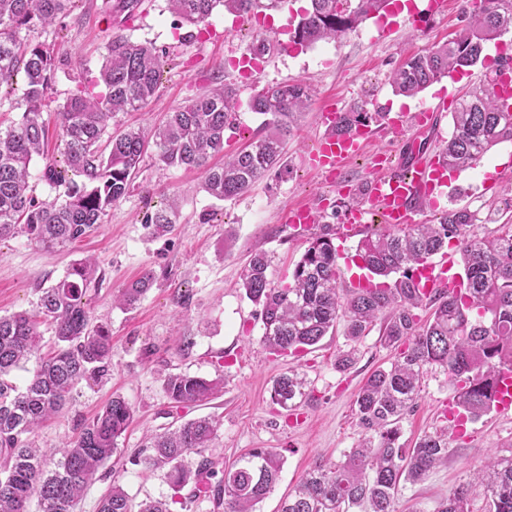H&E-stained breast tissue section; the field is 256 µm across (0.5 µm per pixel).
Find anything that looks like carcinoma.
I'll use <instances>...</instances> for the list:
<instances>
[{"instance_id":"1","label":"carcinoma","mask_w":512,"mask_h":512,"mask_svg":"<svg viewBox=\"0 0 512 512\" xmlns=\"http://www.w3.org/2000/svg\"><path fill=\"white\" fill-rule=\"evenodd\" d=\"M81 0H0V106L20 110L18 119L0 126V242L24 234L47 252H55L88 236L102 223L112 204L134 188V178L148 146L167 166L205 171L204 190L218 200L236 199L277 166L284 165L286 137L297 125L312 88L304 81L262 87L250 109L265 116V132L240 151L224 156V165L210 166L224 151V133L234 128L238 101L229 86L215 88L169 113L152 141L139 130L107 134L119 113L144 108L158 91L165 54L153 45L124 36L108 40L94 86L84 85L57 106L63 164L46 165L44 176L55 195L32 196L30 163L44 154L49 129L42 114L56 68L51 48L39 40L68 17ZM290 0H169L181 23L205 25L222 5L239 16L279 12ZM389 0H309L302 9L291 42L311 46L355 29ZM512 33V0L472 3L467 23L442 46L416 53L398 66L390 84L398 94L413 97L454 73L469 71L485 45ZM24 75L21 95L15 78ZM382 117L354 106L336 120V134H352ZM453 130L444 141L439 161L449 171L476 168L495 146L512 141V111L500 104L485 80L458 99L452 112ZM477 214L450 208L433 224H409L397 232L371 233L356 247L355 257L372 287L346 292L333 239L336 228L322 227L283 287L272 285L267 253L257 251L245 266L241 288L261 307L262 343L278 356L318 344L344 321L348 348L336 359L345 371L357 359V344L376 323L380 342L396 350L387 368L374 370L359 389L355 405L363 436L357 447L336 463L319 462L300 477L282 501L280 512H396L402 483L423 480L448 460V440L466 421L494 410V386L503 369H512V224L491 234L464 239L465 280L458 291H436L427 297L416 283L428 259L448 240L475 226ZM144 224L157 235L171 227V212L160 207ZM154 280L151 270L118 298L133 307ZM91 258L72 264L63 278L39 290L35 309L0 316V512H28L35 499L39 512H77L83 492L100 466L118 450V440L133 421L134 411L114 396L78 437L58 450L55 468H46L44 454L32 435L51 415L64 408L82 380H96L112 364V339L92 322L90 293L97 288ZM427 303L430 319L419 324L414 309ZM55 336L53 350L39 358L24 388L4 379L41 350L40 326ZM441 370L456 390L457 413L446 425L417 439L413 447L399 443L400 421L413 411L420 381L430 370ZM224 388V379L175 373L164 381L177 404L204 402ZM308 380L288 370L273 382L271 399L291 411L306 397ZM219 422L211 417L189 420L149 438L151 453L139 460L147 469L168 468L174 491L188 484L213 493L224 512H256V505L278 480L281 459L272 448H251L224 469L217 487L213 462L204 452L213 446ZM509 454L491 457L473 481L456 487L434 512H471V493L480 488L486 512H512V443ZM202 457L196 469L188 456ZM98 512H169L165 500L134 505L119 481L99 502Z\"/></svg>"}]
</instances>
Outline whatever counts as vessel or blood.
<instances>
[{
	"mask_svg": "<svg viewBox=\"0 0 512 512\" xmlns=\"http://www.w3.org/2000/svg\"><path fill=\"white\" fill-rule=\"evenodd\" d=\"M448 102L439 99L432 106L410 113H394L387 120L391 130L402 131L414 126L420 130L436 129V115L446 110ZM322 121L328 130L320 136L315 150L308 157L309 166L318 172L330 175L338 173L345 163L361 153L367 144L364 133L350 136H336L333 127L336 115L326 112ZM374 177L362 190L364 204L349 209L346 220L338 230L339 238L346 239L354 235L359 224L363 223L367 208H375L382 224L392 228H402L413 223L419 203L432 195H446L449 187L445 170L436 162L428 159L426 153L418 147H411L407 157L399 163H392L388 154L378 153L372 158ZM425 289L452 288L461 280L460 273L454 272L453 263L447 255H440L429 262L423 273ZM495 406L502 414L512 413V371H501L497 377Z\"/></svg>",
	"mask_w": 512,
	"mask_h": 512,
	"instance_id": "vessel-or-blood-1",
	"label": "vessel or blood"
}]
</instances>
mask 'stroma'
<instances>
[{"mask_svg": "<svg viewBox=\"0 0 512 512\" xmlns=\"http://www.w3.org/2000/svg\"><path fill=\"white\" fill-rule=\"evenodd\" d=\"M414 11L399 9L373 15L355 30L329 42L299 50L289 46L295 12L249 15L234 21L223 8L209 19L208 32L195 34L192 26H177L167 0H143L134 19L111 13L106 0H83L63 21L59 33H47L57 58L49 90L51 112L45 118L56 126L55 105L97 76L110 37L121 34L150 43L169 54L156 97L141 111L118 116L114 131L132 125L150 130L166 112L207 92L216 84L236 91V134L224 141L228 153L240 149L258 130L261 115L249 108L250 98L263 86L303 80L315 90L309 110L302 115L288 141L287 171L276 172L232 201H218L204 190L205 173L168 167L155 152H147L131 193L108 210L95 232L66 249L47 253L26 236L0 242V314L32 309L41 288L62 278L71 264L85 256L98 265L99 291L90 304L94 321L104 323L112 336V367L99 382L81 381L65 410L44 423L35 440L47 455L74 438L118 394L132 406L134 421L119 441L118 450L100 468L95 482L79 504L78 512H96L99 499L120 480L133 503L172 499V512H218L213 501L188 494L174 495L163 469H147L133 458L149 435L181 422L216 417L221 421L214 448L207 455L220 465L230 464L250 448H272L283 466L273 491L258 505L259 512H278L282 498L316 462L341 461L362 436L354 402L366 378L389 366L395 353L379 343L371 330L359 344V355L347 371L336 369L344 350L343 329H336L316 346L298 355L272 354L260 341V309L240 287L249 256L257 251L271 257L268 277L282 286L313 239L316 224L293 225L290 208L324 205V222L342 224L344 208L338 191L347 185L360 189L374 172L370 156L385 151L406 154L411 141L425 143L437 155L452 130L449 113H442L439 135L409 129L387 132L382 122H370L366 153L349 161L341 174L327 178L311 169L306 159L318 137L327 130L322 112H344L356 103L367 111H417L429 106L436 94L457 102L461 92L484 81L495 69L498 56H512V34L488 43L481 62L461 76L446 77L413 98L396 94L389 76L406 58L448 41L463 24L465 0H448L445 12L431 10L429 0H413ZM278 41L279 50L264 57L260 74L247 77L234 61L257 35ZM512 142L491 149L481 165L462 174V182L493 177L486 193L456 201L439 199L420 209L417 221L440 216L449 204L479 215L495 212L497 223H512V209L503 200L512 187ZM179 207L171 232L149 237L141 220L166 198ZM152 270L154 283L135 308L113 305L112 299ZM304 371L310 382L309 399L295 414L271 401L273 381L288 369ZM190 373L209 379L223 377L224 389L203 403L182 405L170 401L164 380L172 373ZM455 390L442 371H429L421 380L417 405L401 422V439L414 443L423 434L445 424L443 411ZM512 442V416L490 413L467 422L464 433L449 442L448 462L423 481L402 489L400 512H434L438 502L460 484L472 481L480 468L502 446Z\"/></svg>", "mask_w": 512, "mask_h": 512, "instance_id": "35a3bbf8", "label": "stroma"}]
</instances>
